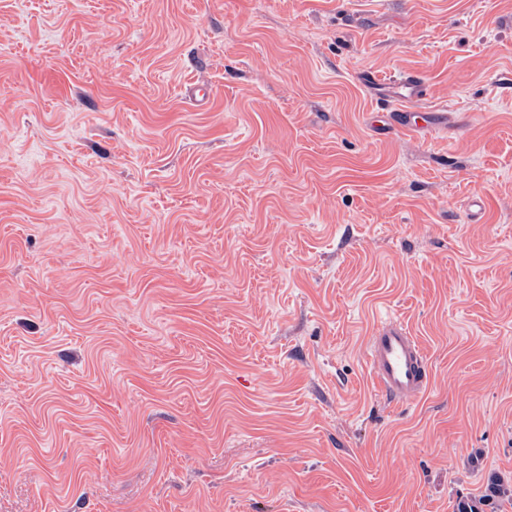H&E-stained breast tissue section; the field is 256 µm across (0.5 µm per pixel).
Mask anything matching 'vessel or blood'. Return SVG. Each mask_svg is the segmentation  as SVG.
Masks as SVG:
<instances>
[{
	"instance_id": "obj_1",
	"label": "vessel or blood",
	"mask_w": 512,
	"mask_h": 512,
	"mask_svg": "<svg viewBox=\"0 0 512 512\" xmlns=\"http://www.w3.org/2000/svg\"><path fill=\"white\" fill-rule=\"evenodd\" d=\"M359 81L372 97L383 102L385 119L393 129H426L433 125L435 113L424 105L428 85L421 74L407 72L386 78L365 69ZM366 361L376 390L391 401L415 402L430 387L424 350L416 336L401 325L386 323L372 333Z\"/></svg>"
}]
</instances>
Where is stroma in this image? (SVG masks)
<instances>
[{"instance_id":"35a3bbf8","label":"stroma","mask_w":512,"mask_h":512,"mask_svg":"<svg viewBox=\"0 0 512 512\" xmlns=\"http://www.w3.org/2000/svg\"><path fill=\"white\" fill-rule=\"evenodd\" d=\"M464 503L512 512V0H0V512ZM362 87L385 105L384 117L395 130L427 129L434 125L437 114L423 104L428 96V85L420 73H403L384 78L377 72L364 69L360 72ZM418 116L421 121L412 122ZM366 361L376 390L393 402H415L430 387L424 350L401 325L383 324L369 336Z\"/></svg>"}]
</instances>
